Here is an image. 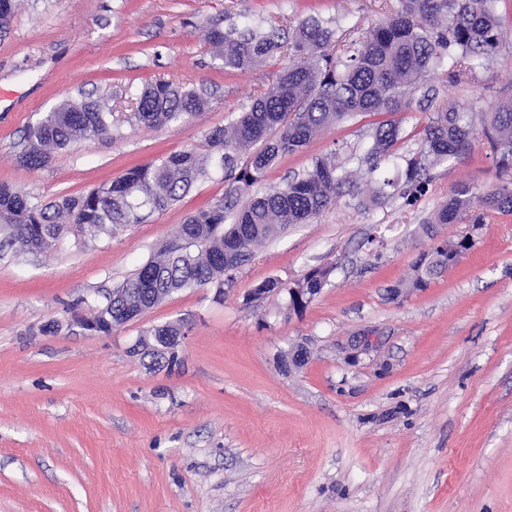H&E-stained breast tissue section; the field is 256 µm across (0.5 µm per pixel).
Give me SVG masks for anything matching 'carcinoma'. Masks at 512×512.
<instances>
[{
  "mask_svg": "<svg viewBox=\"0 0 512 512\" xmlns=\"http://www.w3.org/2000/svg\"><path fill=\"white\" fill-rule=\"evenodd\" d=\"M499 0H395L387 15L362 37L347 41L339 27L319 18L292 22L287 34L277 29H211L205 35L213 57L224 68L246 71L274 57L289 58L288 67L263 93L251 97L247 110L206 134L216 156L207 159L185 149L129 169L110 183L79 196L49 203L0 185V250L37 255L74 236L81 243L137 224L141 211H161L179 201L209 168L229 182L224 202L201 209L179 225L159 251L126 279L143 313L171 294L188 288H213L217 297L232 287L238 270L257 246L296 224H308L336 204L351 185L349 174L335 161L317 158L301 177L279 188L255 187L280 158L302 150L320 132L359 114H395L409 108L429 76L445 70L448 82L460 84L483 67L507 37ZM131 103L134 117L148 128L187 122L208 104L194 90L156 82L140 90ZM477 112L455 102L438 105L436 116L419 132V149L405 159L401 197L410 206L428 192L434 166L466 150L477 133ZM482 133L498 154L499 183L480 197L490 210L512 213V101L481 119ZM112 111L92 101L66 102L46 113L27 136L23 165L45 166L58 149L107 135ZM403 139L400 123L376 126L365 151L368 173L396 155ZM470 185L459 186L427 224H452L469 213ZM233 221L227 211L240 199ZM472 244L461 239L442 242L414 264L408 288L457 261ZM333 266L310 269L298 288H324ZM112 325L129 322L126 302L108 294L96 302Z\"/></svg>",
  "mask_w": 512,
  "mask_h": 512,
  "instance_id": "carcinoma-1",
  "label": "carcinoma"
}]
</instances>
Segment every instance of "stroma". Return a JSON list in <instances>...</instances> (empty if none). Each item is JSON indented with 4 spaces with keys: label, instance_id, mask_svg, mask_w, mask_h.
<instances>
[{
    "label": "stroma",
    "instance_id": "obj_1",
    "mask_svg": "<svg viewBox=\"0 0 512 512\" xmlns=\"http://www.w3.org/2000/svg\"><path fill=\"white\" fill-rule=\"evenodd\" d=\"M0 32V183L39 200L77 196L157 157L196 149L246 110L287 63L225 68L204 36L229 22L271 30L310 16L351 38L387 0H15ZM168 81L204 92L189 122L152 129L125 100ZM89 95L113 112L110 134L24 167L25 132ZM512 98V38L469 82L433 74L401 113L396 174L439 101L492 112ZM383 113L321 132L280 158L282 187L334 156L357 185L312 223L255 250L232 288L176 292L139 319L91 336L75 313L132 276L197 210L222 202V173L109 237L39 257H0V512H512V214L485 211L473 247L425 287L393 300L434 239L467 223L423 220L463 184L498 182L476 136L433 170L414 205H365L359 157ZM334 266L303 314L285 296L252 299L268 278L292 283ZM184 320L173 363L131 355L153 327ZM60 329L44 332L49 321ZM371 336L374 347L356 352ZM300 366H289L295 351Z\"/></svg>",
    "mask_w": 512,
    "mask_h": 512
}]
</instances>
